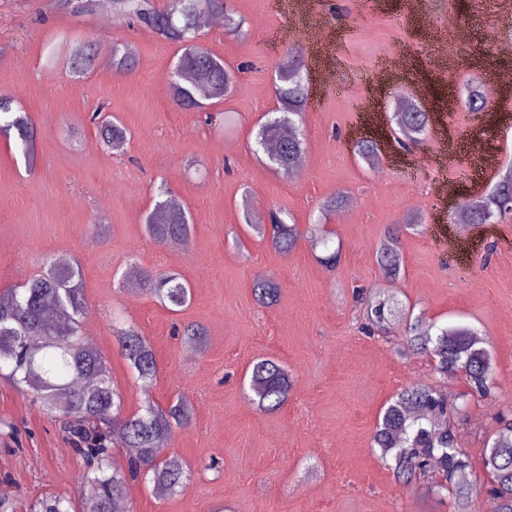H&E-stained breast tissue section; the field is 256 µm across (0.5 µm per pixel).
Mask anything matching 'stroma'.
Wrapping results in <instances>:
<instances>
[{"label": "stroma", "mask_w": 512, "mask_h": 512, "mask_svg": "<svg viewBox=\"0 0 512 512\" xmlns=\"http://www.w3.org/2000/svg\"><path fill=\"white\" fill-rule=\"evenodd\" d=\"M297 0H232L245 21L242 37L201 28V44L239 70L237 89L205 111L187 112L167 95L177 44L151 30L100 14L57 10L52 0H0V93L13 95L37 128L36 158L26 168L14 138L0 134V289L26 281L42 258L67 256L82 266L93 346L107 358L127 412L145 399L167 404L186 395L189 424L169 449L193 477L179 493L159 497L132 483L133 512H457L454 495L424 481H396L373 446L381 408L404 386L441 383L466 393L461 378L438 381L427 357L403 352L404 325L383 336L360 329L357 293L381 292L440 325L478 331L493 355L487 397L470 396L455 418L470 456L473 512H490L481 452L499 412L512 409V213L493 224H459L443 182L474 198L489 191L499 168L512 165V88L469 111L462 94L471 78L512 71L488 33L512 41V0H309L320 20L311 30ZM67 37L90 41L97 61L84 79L46 64ZM138 55L128 74L109 65L113 45ZM299 50L309 101L299 122L305 163L286 178L256 150L260 120L279 106L275 67ZM435 116L422 144L387 145L390 164L373 171L353 151L350 133L389 129L395 102L411 88ZM131 132L123 152L96 146L89 122L97 108ZM236 115L223 129L224 113ZM167 185L195 227L183 248L152 241L145 217L154 188ZM351 197L347 215L330 219L341 246L336 268L316 259L307 240L287 256L252 235L251 212L284 209L296 224L314 223L336 193ZM424 225L401 238L402 267L385 280L375 261L390 225L409 214ZM103 232H93V225ZM175 271L193 291L179 313L117 280L128 264ZM276 278V305L256 303L255 275ZM141 327L159 367L154 381L133 378L111 332L113 316ZM207 332L191 353L174 324ZM270 358L296 386L279 411L260 410L246 372ZM81 462L59 423L0 378V486L13 512L48 492L79 499Z\"/></svg>", "instance_id": "obj_1"}]
</instances>
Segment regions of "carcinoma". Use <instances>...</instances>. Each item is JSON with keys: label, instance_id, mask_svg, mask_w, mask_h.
Listing matches in <instances>:
<instances>
[{"label": "carcinoma", "instance_id": "1", "mask_svg": "<svg viewBox=\"0 0 512 512\" xmlns=\"http://www.w3.org/2000/svg\"><path fill=\"white\" fill-rule=\"evenodd\" d=\"M112 14L128 25L144 26L178 44L180 55L173 65L168 96L184 110H198L205 102L228 96L237 86L234 71L199 43L200 19L208 14L229 19L228 32L244 33V19L235 17L231 0H167L159 9L154 0H111ZM60 10L92 14L96 0H54ZM94 60L88 41L67 44L66 72L82 79ZM138 62L129 44H117L109 60L119 73L131 72ZM298 52L277 65L279 115L258 126L256 143L276 144L268 158L273 169L286 178L297 171V159L304 149L297 122L306 110L308 86L302 75ZM394 133L416 143L427 134L428 115L415 99L402 101L394 113ZM96 143L109 147L128 139L121 120L110 117L92 121ZM14 132L25 164L34 161L37 129L15 97L0 94V132ZM512 212V177H503L494 189L472 203L469 223L487 224ZM194 224L182 201L166 186L157 189L154 208L145 220L149 237L165 243L187 240ZM255 235L280 255L293 252L299 240L312 248L328 247L331 237L324 224L301 228L281 218V211L270 212L269 223L251 224ZM417 228L410 217L395 224L381 241L375 260L387 277L401 270L402 234ZM136 283L161 303L186 307L192 298L190 284L181 275L152 274L132 264L120 283ZM256 301L269 306L278 300L277 282L267 274L254 277L251 285ZM364 332H386L392 322H405V347L412 354L432 361L441 378L455 377L466 369L465 380L471 391L487 396L492 389L493 359L484 338L467 325L437 326L424 316L406 312L392 295L378 294L362 300ZM86 307L82 269L76 261L48 257L40 271L22 285L0 291V377L27 392L30 401L50 417L64 420V432L81 459L75 482L84 492L80 512H131L128 487L147 481L162 496L180 492L192 478V469L183 459L166 451L174 429L186 426L192 411L188 399L178 395L165 406L152 400L143 402L132 414L126 412L123 394L112 381L111 369L101 352L85 343L82 323ZM112 335L136 379L152 381L158 372L153 345L147 336L130 324L112 323ZM183 344L202 346L206 330L199 324L181 329ZM296 385L291 372L274 359H259L252 365L249 390L252 400L267 412L285 404ZM461 407L448 401V395L429 384H413L400 389L379 415L373 444L389 463L395 478L405 484L430 480L436 493L450 490L456 495L461 512H470V488L460 481L472 467L469 455L459 447L451 417ZM116 448H131L125 465L112 464ZM482 468L490 477L487 493L491 512H512V410L496 417V431L482 454ZM67 500L49 494L30 507V512H70Z\"/></svg>", "mask_w": 512, "mask_h": 512}]
</instances>
